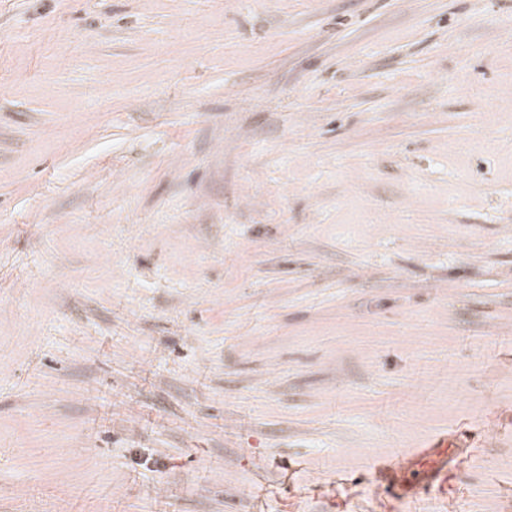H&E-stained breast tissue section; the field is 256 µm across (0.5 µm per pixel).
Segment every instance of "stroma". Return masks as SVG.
Returning a JSON list of instances; mask_svg holds the SVG:
<instances>
[{
  "label": "stroma",
  "mask_w": 512,
  "mask_h": 512,
  "mask_svg": "<svg viewBox=\"0 0 512 512\" xmlns=\"http://www.w3.org/2000/svg\"><path fill=\"white\" fill-rule=\"evenodd\" d=\"M0 512H512V0H0ZM413 463L403 466L395 473L393 492L418 494L426 491L438 482L443 486L448 481V468L442 469L440 461L447 459L448 464V438L433 440L414 455Z\"/></svg>",
  "instance_id": "obj_1"
}]
</instances>
